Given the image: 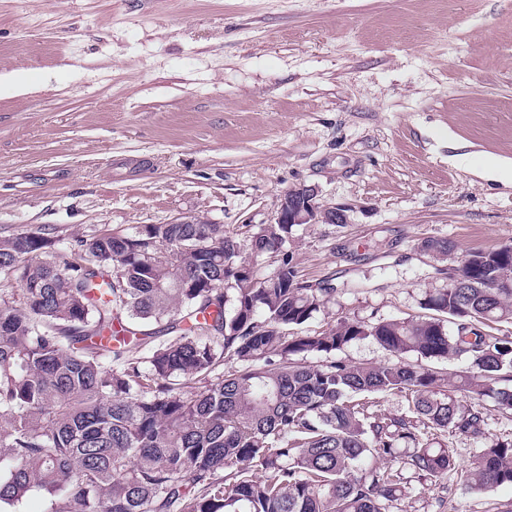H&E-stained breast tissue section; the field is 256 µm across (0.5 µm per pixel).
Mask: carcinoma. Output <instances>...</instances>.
<instances>
[{
	"mask_svg": "<svg viewBox=\"0 0 512 512\" xmlns=\"http://www.w3.org/2000/svg\"><path fill=\"white\" fill-rule=\"evenodd\" d=\"M292 228L251 236L276 258L262 279L222 224L102 231L66 253L46 228L1 236L0 512L32 492L44 512H389L410 479L444 480L438 438L483 437L485 397L512 410V342L484 330L512 320V250L466 253L427 318L302 334L336 288L297 281ZM367 337L392 360L336 358ZM393 391L408 411L376 408ZM464 482L512 487V438L478 449Z\"/></svg>",
	"mask_w": 512,
	"mask_h": 512,
	"instance_id": "obj_1",
	"label": "carcinoma"
}]
</instances>
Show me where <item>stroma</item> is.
Masks as SVG:
<instances>
[{
    "label": "stroma",
    "mask_w": 512,
    "mask_h": 512,
    "mask_svg": "<svg viewBox=\"0 0 512 512\" xmlns=\"http://www.w3.org/2000/svg\"><path fill=\"white\" fill-rule=\"evenodd\" d=\"M0 235L64 242L182 217L247 246L300 186L344 224L293 229L304 325L415 319L458 266L512 244V0H0ZM446 512H512L467 490L476 440L448 436Z\"/></svg>",
    "instance_id": "stroma-1"
}]
</instances>
